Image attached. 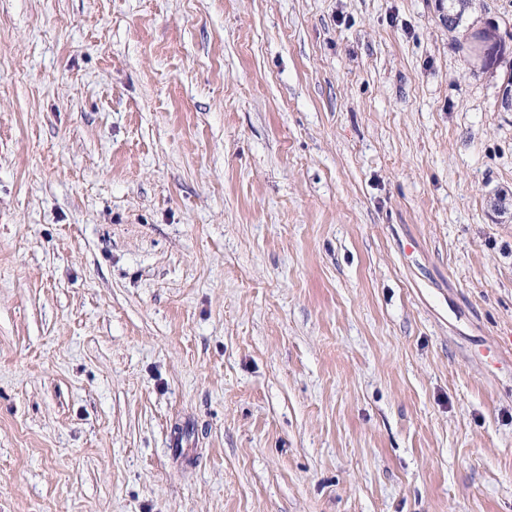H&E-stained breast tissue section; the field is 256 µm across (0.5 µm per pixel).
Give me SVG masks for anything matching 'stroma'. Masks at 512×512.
I'll list each match as a JSON object with an SVG mask.
<instances>
[{
  "label": "stroma",
  "instance_id": "stroma-1",
  "mask_svg": "<svg viewBox=\"0 0 512 512\" xmlns=\"http://www.w3.org/2000/svg\"><path fill=\"white\" fill-rule=\"evenodd\" d=\"M511 77L512 0H0V512H512ZM471 50L475 52L485 64H490L497 60V55L503 50L501 41L487 44L488 37L483 32L475 33L472 36Z\"/></svg>",
  "mask_w": 512,
  "mask_h": 512
}]
</instances>
